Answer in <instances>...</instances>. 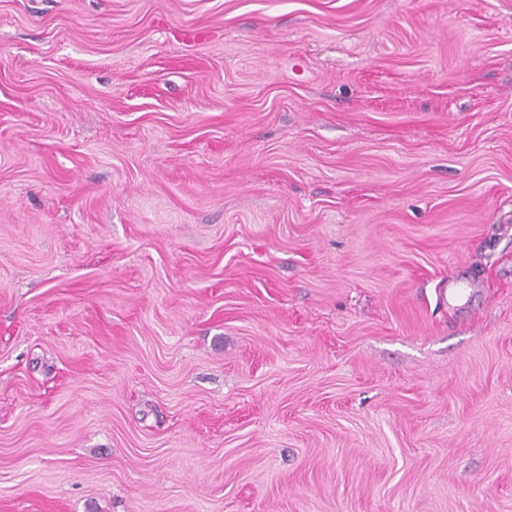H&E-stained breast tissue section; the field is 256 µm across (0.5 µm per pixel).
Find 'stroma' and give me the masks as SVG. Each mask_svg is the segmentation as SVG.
Here are the masks:
<instances>
[{"label":"stroma","instance_id":"stroma-1","mask_svg":"<svg viewBox=\"0 0 512 512\" xmlns=\"http://www.w3.org/2000/svg\"><path fill=\"white\" fill-rule=\"evenodd\" d=\"M0 512H512V0H0Z\"/></svg>","mask_w":512,"mask_h":512}]
</instances>
